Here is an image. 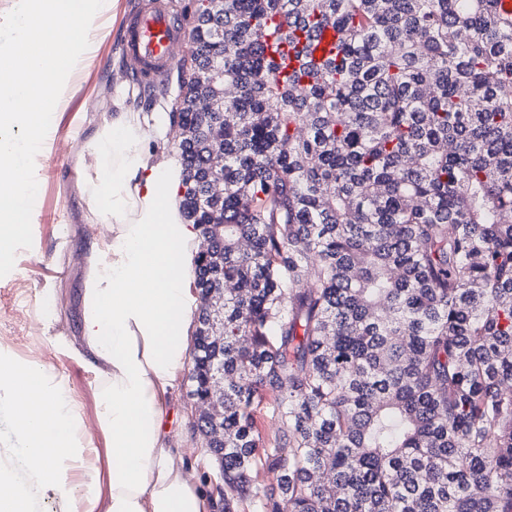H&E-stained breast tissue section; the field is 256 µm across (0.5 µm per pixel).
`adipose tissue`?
<instances>
[{"label": "adipose tissue", "instance_id": "obj_1", "mask_svg": "<svg viewBox=\"0 0 512 512\" xmlns=\"http://www.w3.org/2000/svg\"><path fill=\"white\" fill-rule=\"evenodd\" d=\"M164 123L158 112L102 113L71 158L100 230L78 252L75 332L45 317L38 334L92 374L96 428L62 376L0 347V419L10 425L0 433V512H32L47 495L63 512H213L201 456L173 446L167 429L191 359L202 238L179 207L180 166L154 147Z\"/></svg>", "mask_w": 512, "mask_h": 512}]
</instances>
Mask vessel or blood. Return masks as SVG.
Here are the masks:
<instances>
[{"label": "vessel or blood", "mask_w": 512, "mask_h": 512, "mask_svg": "<svg viewBox=\"0 0 512 512\" xmlns=\"http://www.w3.org/2000/svg\"><path fill=\"white\" fill-rule=\"evenodd\" d=\"M185 37L172 0H136L120 35L121 55L133 82H165L177 63L175 49Z\"/></svg>", "instance_id": "obj_1"}]
</instances>
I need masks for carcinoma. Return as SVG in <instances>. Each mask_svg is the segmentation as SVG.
<instances>
[{
	"label": "carcinoma",
	"mask_w": 512,
	"mask_h": 512,
	"mask_svg": "<svg viewBox=\"0 0 512 512\" xmlns=\"http://www.w3.org/2000/svg\"><path fill=\"white\" fill-rule=\"evenodd\" d=\"M193 16L170 119L206 243L189 396L224 402L196 423L224 512H512V10L194 0ZM282 43L302 58L289 74Z\"/></svg>",
	"instance_id": "1"
}]
</instances>
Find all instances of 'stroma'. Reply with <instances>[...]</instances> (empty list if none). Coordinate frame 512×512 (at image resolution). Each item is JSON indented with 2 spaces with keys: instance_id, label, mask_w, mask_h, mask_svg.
Listing matches in <instances>:
<instances>
[{
  "instance_id": "35a3bbf8",
  "label": "stroma",
  "mask_w": 512,
  "mask_h": 512,
  "mask_svg": "<svg viewBox=\"0 0 512 512\" xmlns=\"http://www.w3.org/2000/svg\"><path fill=\"white\" fill-rule=\"evenodd\" d=\"M133 2L118 0L117 22L91 52L69 107L63 112L58 127L49 134L51 151L42 170V190L37 200V218L32 226L33 245L18 250L13 270L0 278V342L10 345L20 355H33L66 377L90 424L95 421L91 374L58 353L50 340L37 337L36 326L45 314L43 300L51 288L59 297L58 306L65 312L67 323L76 325L79 318L78 266L72 262L55 268L49 262L56 247L69 238L72 226L82 221L70 152L81 147L88 124L101 113L119 107L136 112L167 113L178 93L176 77H169L166 95L149 98L132 87L124 75L118 38L121 20ZM189 389V381H182L172 402L171 432L179 448H197L202 441L191 425L194 404L188 395Z\"/></svg>"
}]
</instances>
